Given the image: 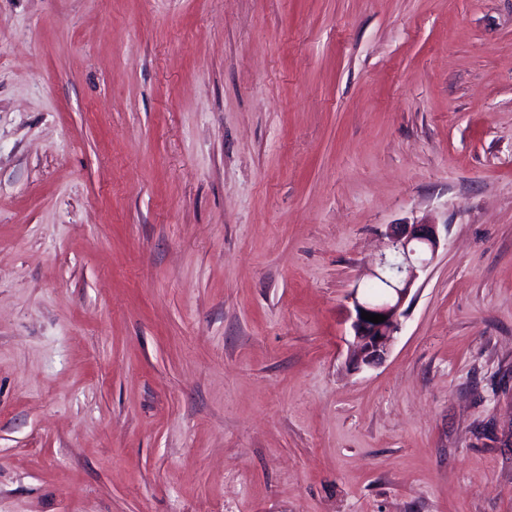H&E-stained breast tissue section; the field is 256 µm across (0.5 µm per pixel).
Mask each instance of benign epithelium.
Returning a JSON list of instances; mask_svg holds the SVG:
<instances>
[{
  "instance_id": "benign-epithelium-1",
  "label": "benign epithelium",
  "mask_w": 512,
  "mask_h": 512,
  "mask_svg": "<svg viewBox=\"0 0 512 512\" xmlns=\"http://www.w3.org/2000/svg\"><path fill=\"white\" fill-rule=\"evenodd\" d=\"M440 246L437 227L434 224H392L389 231L390 257H382L380 270L372 277L387 283L383 296L371 299L365 289L354 287L349 294L353 332L352 359L359 368L377 365L387 355L396 333L400 330L402 307L412 286L433 261ZM386 316V320L374 324L361 318V311Z\"/></svg>"
}]
</instances>
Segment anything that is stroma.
Segmentation results:
<instances>
[{
  "label": "stroma",
  "instance_id": "obj_1",
  "mask_svg": "<svg viewBox=\"0 0 512 512\" xmlns=\"http://www.w3.org/2000/svg\"><path fill=\"white\" fill-rule=\"evenodd\" d=\"M0 512H512V0H0ZM388 238L390 258L382 256L380 270L371 274L387 283L383 296L373 300L359 285L349 294L353 307L349 316L354 337L352 359L358 368L373 367L387 355L400 330V317L404 315L401 309L412 286L419 273L429 267L440 246L435 224H393ZM361 310L387 319L374 324L361 318Z\"/></svg>",
  "mask_w": 512,
  "mask_h": 512
}]
</instances>
